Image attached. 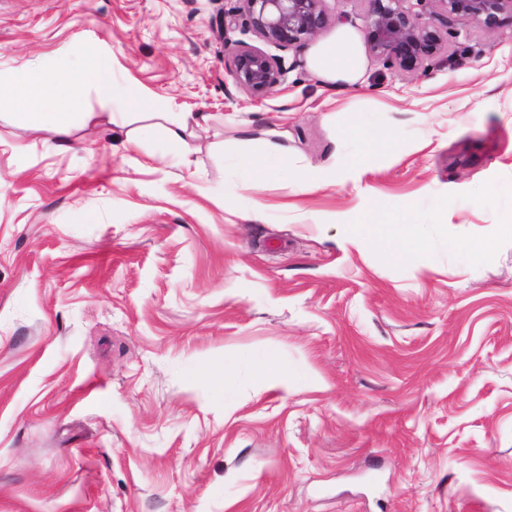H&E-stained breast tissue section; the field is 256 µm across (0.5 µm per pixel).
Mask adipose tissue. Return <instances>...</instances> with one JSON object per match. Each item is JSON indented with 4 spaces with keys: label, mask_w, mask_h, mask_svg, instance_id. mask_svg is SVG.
Wrapping results in <instances>:
<instances>
[{
    "label": "adipose tissue",
    "mask_w": 512,
    "mask_h": 512,
    "mask_svg": "<svg viewBox=\"0 0 512 512\" xmlns=\"http://www.w3.org/2000/svg\"><path fill=\"white\" fill-rule=\"evenodd\" d=\"M311 66L327 82H342L352 88L360 87L364 59L359 34L351 28H340L334 40L318 47L311 58ZM112 52L109 48L84 43L73 51L57 58L53 65L33 63L15 72L9 79L0 78V91L9 90L18 97L24 111L20 115L23 125L31 132H52L50 146L56 150L68 148V136L77 117L76 110L88 89H96L104 98H111ZM207 115L184 113L175 120H163L144 126L145 134L191 153L186 138L189 124L207 122ZM288 149L277 141L265 143L261 155L242 159L244 187L257 189L269 173L286 168ZM381 206L362 209L356 224L344 239L345 245L357 247L374 235L383 233L390 240L389 256L404 257L420 240L402 224H385L381 221ZM252 367L260 382L282 391H289L294 382L303 380L304 372L288 367L273 349L260 350L251 357Z\"/></svg>",
    "instance_id": "ef3b65f1"
}]
</instances>
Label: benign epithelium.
<instances>
[{
	"instance_id": "obj_1",
	"label": "benign epithelium",
	"mask_w": 512,
	"mask_h": 512,
	"mask_svg": "<svg viewBox=\"0 0 512 512\" xmlns=\"http://www.w3.org/2000/svg\"><path fill=\"white\" fill-rule=\"evenodd\" d=\"M242 6L221 12L213 26L228 52L233 84L256 97L271 94L288 73L284 60L229 34L253 33L267 44L299 51L332 24L325 0H239ZM368 51L383 65L405 74H423L427 63L449 52L464 20L486 33L512 26V0H362Z\"/></svg>"
}]
</instances>
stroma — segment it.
<instances>
[{
  "mask_svg": "<svg viewBox=\"0 0 512 512\" xmlns=\"http://www.w3.org/2000/svg\"><path fill=\"white\" fill-rule=\"evenodd\" d=\"M235 5L0 0V75L114 60L72 150L0 107V512H512V29L458 22L422 75L366 56L354 92L270 45L291 68L260 100L211 33ZM159 112L212 120L184 156L140 134ZM269 139L287 168L241 189ZM376 201L421 249L342 246ZM263 348L314 382L266 388ZM228 358L231 403L185 381Z\"/></svg>",
  "mask_w": 512,
  "mask_h": 512,
  "instance_id": "1",
  "label": "stroma"
}]
</instances>
